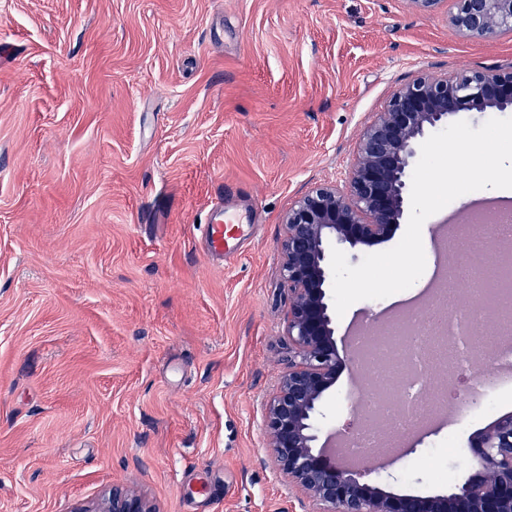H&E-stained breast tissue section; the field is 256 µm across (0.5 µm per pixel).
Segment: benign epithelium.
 Masks as SVG:
<instances>
[{"instance_id": "1", "label": "benign epithelium", "mask_w": 512, "mask_h": 512, "mask_svg": "<svg viewBox=\"0 0 512 512\" xmlns=\"http://www.w3.org/2000/svg\"><path fill=\"white\" fill-rule=\"evenodd\" d=\"M413 14L437 12L446 0H401ZM448 26L466 41L512 34V0H452ZM512 112V71L419 72L399 86L357 140L345 187L310 188L283 217L281 245L288 358L264 403V430L278 471L319 512H512V414H504L469 440V476L445 490L398 493L367 463L349 468L319 444L326 393L355 365L336 341L331 249L360 251L388 237L407 214L419 149L434 131L463 112ZM349 419L359 402L345 397ZM71 512H157L144 494L114 487Z\"/></svg>"}]
</instances>
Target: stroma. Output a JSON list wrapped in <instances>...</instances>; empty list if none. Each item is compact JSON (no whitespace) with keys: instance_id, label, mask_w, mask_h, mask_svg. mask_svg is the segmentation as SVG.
Returning <instances> with one entry per match:
<instances>
[{"instance_id":"35a3bbf8","label":"stroma","mask_w":512,"mask_h":512,"mask_svg":"<svg viewBox=\"0 0 512 512\" xmlns=\"http://www.w3.org/2000/svg\"><path fill=\"white\" fill-rule=\"evenodd\" d=\"M512 69L401 0H0V512L115 485L158 512H315L265 446L288 353L282 216L343 184L418 72ZM241 215L212 257L214 206ZM395 460L468 476L512 387ZM437 459L430 469L428 459Z\"/></svg>"}]
</instances>
